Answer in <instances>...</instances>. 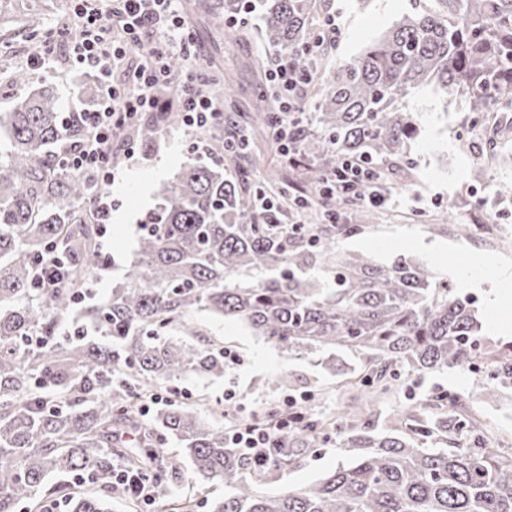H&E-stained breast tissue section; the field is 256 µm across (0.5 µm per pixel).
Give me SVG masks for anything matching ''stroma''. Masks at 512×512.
Wrapping results in <instances>:
<instances>
[{
  "instance_id": "obj_1",
  "label": "stroma",
  "mask_w": 512,
  "mask_h": 512,
  "mask_svg": "<svg viewBox=\"0 0 512 512\" xmlns=\"http://www.w3.org/2000/svg\"><path fill=\"white\" fill-rule=\"evenodd\" d=\"M324 4L326 12L339 13L343 23L337 49L324 63L331 71L354 58L366 42L398 20L408 0H324ZM177 9L192 33L205 72L218 67L235 77L232 93L223 98L227 119L232 121L254 111L255 89L265 86L266 77L252 69L251 60L266 52V45L255 35H242L234 27L225 29L223 38H213L209 17L190 13L185 0H179ZM93 79V74L71 68L62 54L49 69L30 72L32 85L46 81L54 84L65 113L93 106L86 92ZM406 105L414 112L419 127L410 154L379 165L393 202L369 213L355 207L342 213V223H362L366 229L360 235L339 240L337 249L343 254H369L383 264L398 253L412 254L448 276L458 295L474 300L480 317L487 319L495 294L506 287L512 289V198L497 194L498 185H512V153L504 154L497 163H484L480 152L482 133L464 126L465 112L459 98H444L431 88L421 87L408 95ZM195 134V129L184 126L167 130L155 143L142 146L138 159L124 163L110 188L112 224L106 250L111 264L97 270L88 281L90 294L85 306L102 303L113 284L125 280L137 247V224L155 204L152 186L173 177L188 163L184 142ZM448 211L454 214L452 225L437 234L430 232L429 224ZM458 223L477 227L494 224L501 243L488 248L479 235L459 237L454 231ZM190 319L205 339L237 351L242 358L240 364L225 365L223 377L191 374L174 383V390L186 393L188 402L199 403L198 414L203 420L223 425L221 411L230 394L242 398L251 414L261 413L284 397L301 395L313 396L314 416L335 411L339 402L336 376L308 359L285 355L253 335L241 321L218 319L204 311L192 312ZM484 386V379L469 369L424 375L406 371L379 412L387 419L426 394H456L484 417L488 432L495 435L500 447L512 448V388L504 389L498 401L490 404L482 396ZM167 452L183 478L158 498L155 512H170L173 497L179 495L192 497L194 512H207L206 500L223 495V483L194 473L190 460L176 445H169ZM348 458L338 441L329 440L306 456L300 467L261 475L255 491L260 496H273L287 489L308 487Z\"/></svg>"
}]
</instances>
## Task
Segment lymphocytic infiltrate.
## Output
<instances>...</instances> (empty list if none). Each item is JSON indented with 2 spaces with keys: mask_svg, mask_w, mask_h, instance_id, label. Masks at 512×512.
Returning <instances> with one entry per match:
<instances>
[{
  "mask_svg": "<svg viewBox=\"0 0 512 512\" xmlns=\"http://www.w3.org/2000/svg\"><path fill=\"white\" fill-rule=\"evenodd\" d=\"M77 14L81 20L79 38L67 42L48 39L29 56L28 63L44 66L62 50L76 69L95 73L99 81L101 96L97 103L77 114L91 138L72 154L71 166L92 176L98 188L99 222L105 225L112 221L108 188L115 180L110 152L116 130L129 126L142 113L165 111L169 103L162 92L173 84L181 90L176 106L183 126L219 127L224 123V111L220 101L203 90L198 61L187 63L177 72L167 65L169 56L186 50L191 38L174 8V0H82ZM135 49L141 52L139 63L116 72L117 63ZM267 79L278 112L277 136L283 152L289 155L299 134V104L309 78L291 61L283 60L270 70ZM341 191L349 193L361 207L381 208L390 200L376 169L352 161L337 164L324 178L319 196L326 200ZM299 406L297 398H284L279 406L282 416L274 430L253 416L232 418L224 437L230 447L252 450L259 467H269L268 450L277 435L302 428L308 420ZM111 479L113 491L141 503L143 512H151L160 493L158 481L119 466L113 467Z\"/></svg>",
  "mask_w": 512,
  "mask_h": 512,
  "instance_id": "obj_1",
  "label": "lymphocytic infiltrate"
}]
</instances>
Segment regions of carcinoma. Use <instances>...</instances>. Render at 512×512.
I'll list each match as a JSON object with an SVG mask.
<instances>
[{
    "label": "carcinoma",
    "mask_w": 512,
    "mask_h": 512,
    "mask_svg": "<svg viewBox=\"0 0 512 512\" xmlns=\"http://www.w3.org/2000/svg\"><path fill=\"white\" fill-rule=\"evenodd\" d=\"M260 2L257 36L310 76L318 117L302 128L297 151L313 166L297 177L311 195L338 162L373 165L408 154L418 125L403 100L421 85L463 98L477 128L490 112H512V0H427L332 76L322 60L335 44L307 50L319 0ZM192 8L220 29L244 13V2L195 0ZM77 33L70 16L57 18V38ZM2 74L22 93L0 112L9 139L0 154V512L24 501L29 512H49L61 488L48 478L59 473L121 465L177 484L181 471L165 452L172 441L197 473L224 483L209 512H512V450L491 447L485 423L460 399L427 394L394 414L405 430L375 425L405 367L473 368L487 378L484 398L493 399L512 386V345H490L472 302L433 267L405 253L388 266L340 256L336 241L362 224H307L290 233L267 223L256 210L258 188L225 171L219 140L214 159L154 185L157 205L138 224L128 280L81 313L107 342L61 335L74 294L105 261L92 181L67 164L89 133L75 113L60 112L53 89L27 87L24 69L6 62ZM205 88L221 99L232 84L216 76ZM255 97L251 122L270 132L277 114L261 92ZM179 123L172 110L137 135L152 144ZM507 130L512 121L484 136L482 156L498 155ZM51 252L68 260L65 285L40 292L33 272ZM195 310L242 321L327 369H341L340 354L353 353L359 367L345 371L336 412L280 438L270 469L300 466L331 435L352 460L308 488L260 497L252 455L227 447L224 428L193 405L142 416L139 401L160 382L224 375V348L195 339ZM35 333L44 345L26 342ZM69 502L71 512H112L94 494Z\"/></svg>",
    "instance_id": "carcinoma-1"
}]
</instances>
